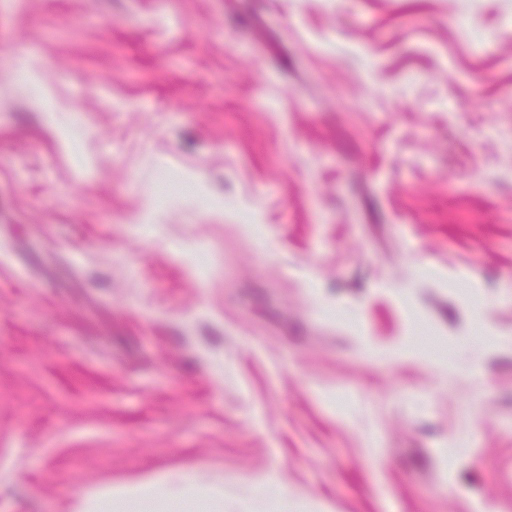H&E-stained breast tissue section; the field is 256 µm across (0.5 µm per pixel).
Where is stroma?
Segmentation results:
<instances>
[{
    "mask_svg": "<svg viewBox=\"0 0 512 512\" xmlns=\"http://www.w3.org/2000/svg\"><path fill=\"white\" fill-rule=\"evenodd\" d=\"M512 512V0H0V512ZM164 489L165 499L182 507L178 511H224V496H218V500L214 501L206 494L200 493L191 477L183 476L165 482ZM116 492L112 488L86 489L80 492L81 512H112L117 511L113 506L116 499Z\"/></svg>",
    "mask_w": 512,
    "mask_h": 512,
    "instance_id": "35a3bbf8",
    "label": "stroma"
}]
</instances>
